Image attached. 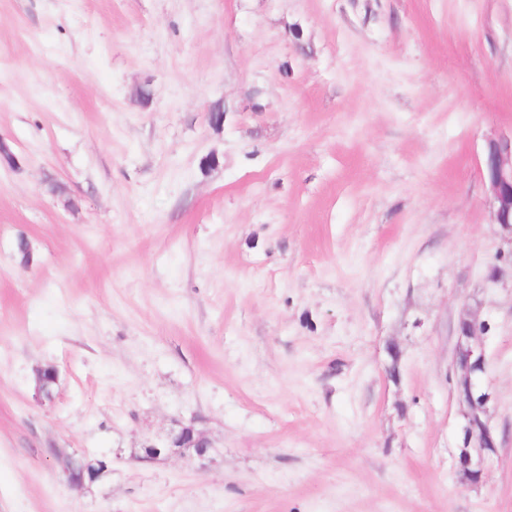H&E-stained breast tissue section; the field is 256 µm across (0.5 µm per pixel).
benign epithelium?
Instances as JSON below:
<instances>
[{
	"label": "benign epithelium",
	"instance_id": "benign-epithelium-1",
	"mask_svg": "<svg viewBox=\"0 0 512 512\" xmlns=\"http://www.w3.org/2000/svg\"><path fill=\"white\" fill-rule=\"evenodd\" d=\"M492 197L491 221L504 232V241L512 245V136L501 137L487 143L483 169ZM487 326L484 321L465 311L456 324V346L453 368L458 383L457 397L463 407L462 445L459 456V479L468 486L481 481L487 467L489 454L497 448V438L490 423V403L493 394L485 384L487 357L484 344L478 338L479 329ZM57 384V371L45 368L36 374V397L39 401L53 399L49 385ZM211 447L205 434L194 424L180 425L166 438L144 447V461H152L163 453L178 452L183 457L204 460ZM62 474L67 484L81 489L95 481L103 471L93 464H64Z\"/></svg>",
	"mask_w": 512,
	"mask_h": 512
}]
</instances>
